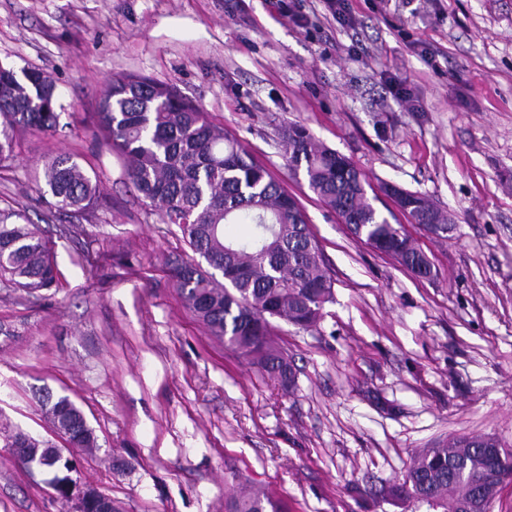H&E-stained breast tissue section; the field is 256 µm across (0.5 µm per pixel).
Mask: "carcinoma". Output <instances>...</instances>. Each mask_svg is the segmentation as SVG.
<instances>
[{"label":"carcinoma","mask_w":512,"mask_h":512,"mask_svg":"<svg viewBox=\"0 0 512 512\" xmlns=\"http://www.w3.org/2000/svg\"><path fill=\"white\" fill-rule=\"evenodd\" d=\"M56 105V86L44 72L0 65V162L12 157L18 132L56 130ZM96 117L112 148L129 160L136 190L163 223L178 225L209 269L224 277L222 284L194 260L172 268L196 316L211 335L287 380L292 369L275 345L271 319L306 330L332 299L331 279L295 199L244 145L168 84L116 75L101 93ZM279 144L288 165L304 172L310 189L343 223L361 228L362 239L415 276L431 275L429 259L402 226L373 207L367 179L349 158L318 145L297 125L284 128ZM43 182L53 208L49 221L57 213H84L98 203L97 183L70 154L45 166ZM396 204L413 223L440 224L448 232V221L427 197L412 192ZM20 218L18 211H0V278L34 293L55 283L56 269L40 227L21 224ZM47 414L70 446L96 445L83 412L69 398H58ZM23 443L32 462L46 458L45 443L26 435ZM486 444L496 449L498 466L512 473V448L496 438L453 437L418 454L391 493L426 495L439 512H465L469 481L485 467ZM227 512H278V506L262 492L242 491L230 498Z\"/></svg>","instance_id":"1"}]
</instances>
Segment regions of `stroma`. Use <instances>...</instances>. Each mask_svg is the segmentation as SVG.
Listing matches in <instances>:
<instances>
[{"label": "stroma", "mask_w": 512, "mask_h": 512, "mask_svg": "<svg viewBox=\"0 0 512 512\" xmlns=\"http://www.w3.org/2000/svg\"><path fill=\"white\" fill-rule=\"evenodd\" d=\"M0 0V64L51 74L61 124L22 132L0 162V210L41 225L57 271L35 293L0 279V512H69L13 456L56 442L44 393L69 397L97 438L75 478L119 512H225L258 486L284 512H430L390 500L417 454L459 435L512 447V0ZM177 89L295 197L332 277L313 327L275 322L283 389L184 304L160 223L99 130L107 81ZM409 90L410 101L389 92ZM303 126L366 176L434 275L358 240L291 170L282 126ZM71 154L99 184L93 210L42 221L45 163ZM429 197L435 236L382 187ZM20 435L23 438L25 448H21L20 441H16L15 448H13L15 458L18 461L26 460L28 455V448H30V460L36 464L42 462V460L46 458L47 455V451L45 449L47 447L45 446V443L22 434H17L15 438H17Z\"/></svg>", "instance_id": "1"}]
</instances>
